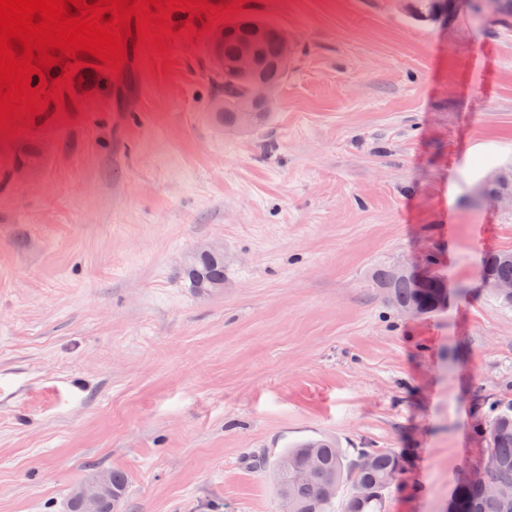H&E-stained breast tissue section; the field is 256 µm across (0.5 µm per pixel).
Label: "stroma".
Segmentation results:
<instances>
[{"mask_svg":"<svg viewBox=\"0 0 512 512\" xmlns=\"http://www.w3.org/2000/svg\"><path fill=\"white\" fill-rule=\"evenodd\" d=\"M295 53L266 125L209 110L205 18L0 135V512H68L122 471L121 512H279L255 452L320 436L387 448L384 512H448L476 434L512 402V308L482 284L512 251L484 193L512 165V30L398 0H242ZM43 165L21 175L20 148ZM224 249V289L183 269ZM448 300L389 308L408 259ZM394 269L400 274H396L391 265L376 268L371 274V281L376 287L384 288L387 302L400 314L403 312V315L408 317H420L423 315V311L416 304H422L425 308L424 315H427L438 311L446 302L448 286L447 282L442 278L440 279L441 289L439 290L441 306H439L436 292L438 288L437 279L441 278V276L436 271H432L434 280L417 282L409 274L417 277L427 276L429 273L427 267L420 268L417 264L410 265L408 262H399L395 265ZM413 305L416 306L407 308ZM108 491V481L106 476L101 473L97 477L84 482L75 487L73 495L71 497L70 507L72 512H83L84 506L74 500L78 499L84 503L88 512H95V508L98 507V503L104 494Z\"/></svg>","mask_w":512,"mask_h":512,"instance_id":"1","label":"stroma"}]
</instances>
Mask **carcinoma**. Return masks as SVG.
Instances as JSON below:
<instances>
[{"label": "carcinoma", "mask_w": 512, "mask_h": 512, "mask_svg": "<svg viewBox=\"0 0 512 512\" xmlns=\"http://www.w3.org/2000/svg\"><path fill=\"white\" fill-rule=\"evenodd\" d=\"M442 0H410L412 16H431ZM266 30L261 50L274 64L269 74L275 87H280L288 73L291 53L280 41L278 27L269 21L245 19L228 26L221 66H212L217 92L211 98V111L227 130L243 128L240 105L247 95V81L238 74L236 59L238 43L250 36L254 28ZM497 180L486 186L487 192L511 191L512 168L496 172ZM195 268L205 272L209 283L224 281V257H200ZM193 268V269H195ZM193 269L185 270L192 277ZM484 273L497 280H512V251L487 255ZM418 282L409 274H397L393 266H382L371 274V281L384 289L387 302L399 313L422 304L425 313L440 309L436 292L440 275ZM486 441L483 466L487 480L512 483V404L505 407L483 432ZM246 465L255 471L273 474L280 499V512H336V498L348 485L352 492L345 500L344 512H383L384 493L398 480L403 471L402 456L392 449L362 448L355 454L337 445L329 437L309 439L270 457L253 454ZM109 494L101 503L104 512H112V504L123 500L127 480L118 471L106 470ZM453 497L466 504L470 512H512V497L489 494L482 484H458Z\"/></svg>", "instance_id": "obj_1"}]
</instances>
